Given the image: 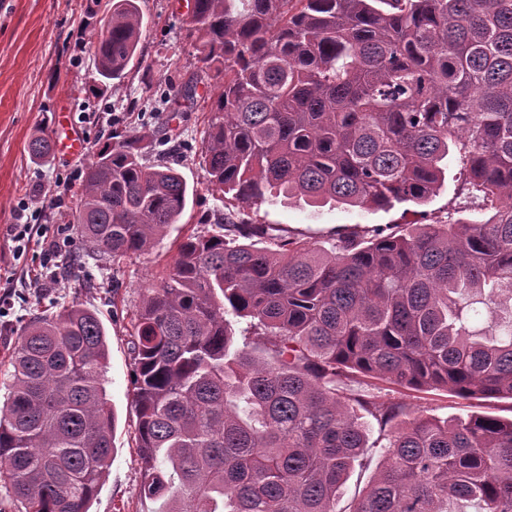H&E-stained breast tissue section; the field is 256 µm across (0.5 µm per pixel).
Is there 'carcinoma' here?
I'll return each mask as SVG.
<instances>
[{
  "label": "carcinoma",
  "instance_id": "1",
  "mask_svg": "<svg viewBox=\"0 0 512 512\" xmlns=\"http://www.w3.org/2000/svg\"><path fill=\"white\" fill-rule=\"evenodd\" d=\"M142 24L134 0H115L78 43L103 86ZM183 26L205 71L224 75L201 157L232 210L176 240L135 318L139 493L164 499L160 512H336L366 447L359 408L387 445L352 512H512V419L416 415L342 387L363 374L512 399V319L475 329L468 309L492 314L512 293V0H192ZM144 140L100 144L71 209L106 266L148 252L187 204ZM31 151L49 158L48 128ZM450 156L476 205L445 221L356 225L327 250L242 217L281 196L424 205ZM106 359L100 318L78 304L22 326L0 406V483L22 512H89L112 458Z\"/></svg>",
  "mask_w": 512,
  "mask_h": 512
}]
</instances>
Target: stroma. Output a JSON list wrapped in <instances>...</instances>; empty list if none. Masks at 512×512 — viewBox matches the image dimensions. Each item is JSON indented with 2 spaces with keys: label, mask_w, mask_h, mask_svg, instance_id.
Instances as JSON below:
<instances>
[{
  "label": "stroma",
  "mask_w": 512,
  "mask_h": 512,
  "mask_svg": "<svg viewBox=\"0 0 512 512\" xmlns=\"http://www.w3.org/2000/svg\"><path fill=\"white\" fill-rule=\"evenodd\" d=\"M143 16L138 54L121 80L95 91V65L74 43L88 35L85 0H0V400L9 393L10 354L20 327L36 311L54 310L61 302L95 310L108 335L106 392L116 414L112 461L90 512H156L157 502L141 497V463L136 442V415L131 408L130 349L134 317L145 289L172 260L176 238L206 232L207 222L225 207L207 188L200 158L207 125L205 99L223 81L202 74L201 65L182 28L190 0H136ZM192 98H184V88ZM78 128L85 149L79 156L52 154L35 162L29 143L44 120ZM148 132L153 161L176 160L189 190L186 209L177 224L145 255L99 268L86 259V275L60 277L48 288L35 287L31 271L44 257L39 249L17 255L12 224L32 225L40 235L68 208L82 182L97 144L114 135ZM440 193L421 207L395 206L360 211L344 206L311 207L298 201L277 202L249 210L260 224H279L295 234L330 246L339 226L430 224L446 215L458 195L456 165ZM352 393L377 401L404 404L415 413L450 418L468 413L512 418L511 399L464 400L446 390L414 391L369 378L351 383ZM367 447L338 490V508L347 507L367 487L385 456L381 432L366 418Z\"/></svg>",
  "instance_id": "obj_1"
}]
</instances>
